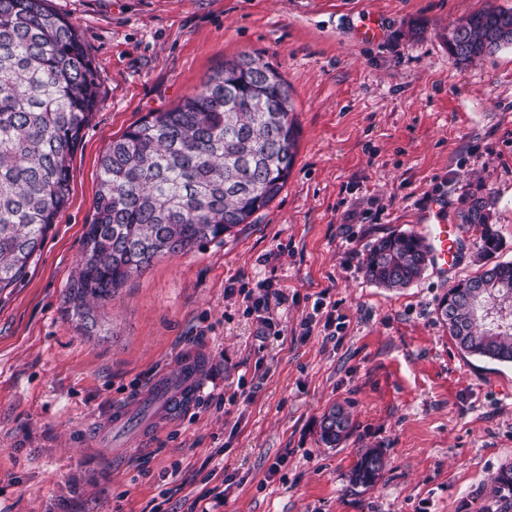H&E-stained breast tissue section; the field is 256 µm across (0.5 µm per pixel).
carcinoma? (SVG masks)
<instances>
[{
  "label": "carcinoma",
  "mask_w": 512,
  "mask_h": 512,
  "mask_svg": "<svg viewBox=\"0 0 512 512\" xmlns=\"http://www.w3.org/2000/svg\"><path fill=\"white\" fill-rule=\"evenodd\" d=\"M48 0H0V292L27 274L70 194L71 155L99 103L96 68L74 24ZM449 54L469 65L512 45V7L490 5L445 36ZM287 82L259 55L217 67L201 91L165 112H150L112 140L100 159V188L76 275L64 302L85 330L133 275L167 254L187 252L247 223L282 190L293 168L297 127ZM481 227V254L500 245L490 202L473 194L459 212ZM429 251L413 233L379 239L364 264L389 289L418 281ZM440 319L469 355L512 363V263L458 281L441 298ZM353 431L332 406L322 443ZM386 467L378 448H362L349 491L372 486ZM494 512H512V465L491 479Z\"/></svg>",
  "instance_id": "cac0c4a2"
}]
</instances>
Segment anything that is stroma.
Instances as JSON below:
<instances>
[{
	"label": "stroma",
	"instance_id": "stroma-1",
	"mask_svg": "<svg viewBox=\"0 0 512 512\" xmlns=\"http://www.w3.org/2000/svg\"><path fill=\"white\" fill-rule=\"evenodd\" d=\"M512 0H50L80 30L100 102L70 165V197L26 277L0 293V512H186L212 469L215 512H485L512 464V364L460 351L438 316L455 280L512 262V46L456 64L445 35ZM383 29L365 42L368 20ZM261 55L287 81L299 128L288 181L223 241L158 258L107 301L86 336L63 292L93 217L99 160L150 112L199 92L220 63ZM491 203L499 249L467 237L455 277L427 268L387 290L365 276L373 243ZM287 288L266 336L247 310ZM344 328L304 333L318 294ZM198 360L179 407L145 399ZM346 407L353 432L320 441ZM130 416L114 425V409ZM387 467L358 493L359 449ZM353 431L350 414L341 405L332 406L321 422L320 439L324 445L335 448L348 439Z\"/></svg>",
	"mask_w": 512,
	"mask_h": 512
}]
</instances>
